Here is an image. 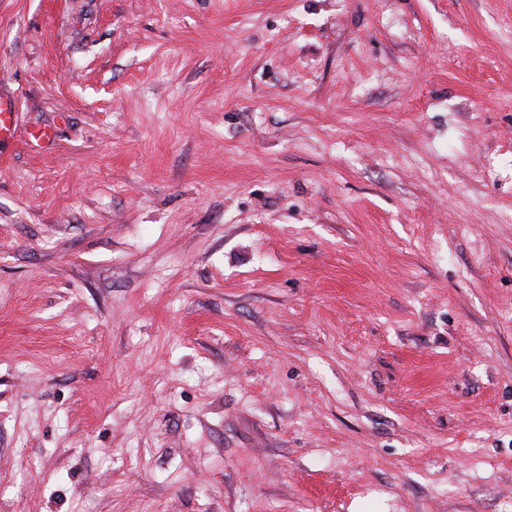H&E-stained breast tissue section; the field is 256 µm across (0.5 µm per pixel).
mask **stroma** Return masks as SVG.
Returning a JSON list of instances; mask_svg holds the SVG:
<instances>
[{"label": "stroma", "mask_w": 512, "mask_h": 512, "mask_svg": "<svg viewBox=\"0 0 512 512\" xmlns=\"http://www.w3.org/2000/svg\"><path fill=\"white\" fill-rule=\"evenodd\" d=\"M0 98V512H512V0H0Z\"/></svg>", "instance_id": "1"}]
</instances>
